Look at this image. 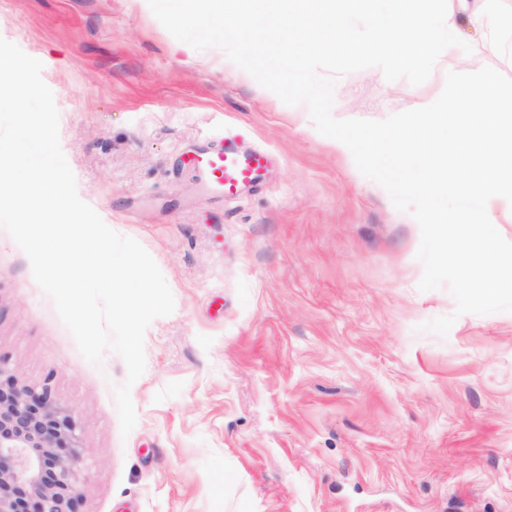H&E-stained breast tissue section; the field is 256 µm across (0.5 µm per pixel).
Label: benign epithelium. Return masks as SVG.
Here are the masks:
<instances>
[{
    "instance_id": "1",
    "label": "benign epithelium",
    "mask_w": 512,
    "mask_h": 512,
    "mask_svg": "<svg viewBox=\"0 0 512 512\" xmlns=\"http://www.w3.org/2000/svg\"><path fill=\"white\" fill-rule=\"evenodd\" d=\"M78 443L49 384H26L0 357V512H78Z\"/></svg>"
}]
</instances>
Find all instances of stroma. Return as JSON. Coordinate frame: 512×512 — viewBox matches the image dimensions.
<instances>
[{"label":"stroma","instance_id":"obj_1","mask_svg":"<svg viewBox=\"0 0 512 512\" xmlns=\"http://www.w3.org/2000/svg\"><path fill=\"white\" fill-rule=\"evenodd\" d=\"M0 38L40 60L80 198L134 238L175 301L127 368L80 354L0 229V354L81 425L79 512H512V313H453L418 288L417 222L218 48L176 40L147 0H0ZM376 67L335 89L338 119L427 106ZM235 140L272 156L235 197L179 170Z\"/></svg>","mask_w":512,"mask_h":512}]
</instances>
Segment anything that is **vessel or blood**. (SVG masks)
<instances>
[{
  "label": "vessel or blood",
  "instance_id": "obj_1",
  "mask_svg": "<svg viewBox=\"0 0 512 512\" xmlns=\"http://www.w3.org/2000/svg\"><path fill=\"white\" fill-rule=\"evenodd\" d=\"M268 162L266 153L245 152L230 142L188 151L183 167L195 173L213 192L235 196L257 183Z\"/></svg>",
  "mask_w": 512,
  "mask_h": 512
}]
</instances>
